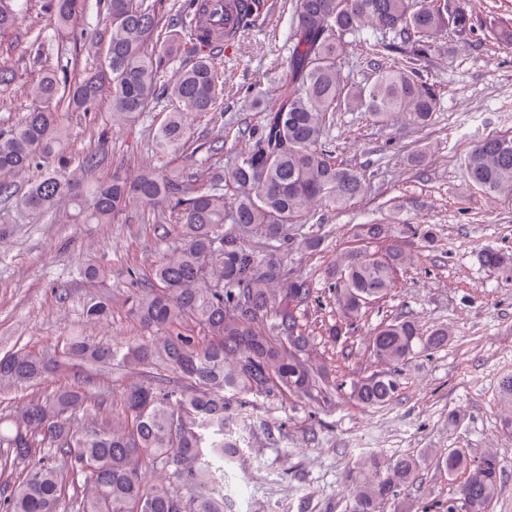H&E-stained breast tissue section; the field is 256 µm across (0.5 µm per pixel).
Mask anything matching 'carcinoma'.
Returning <instances> with one entry per match:
<instances>
[{"mask_svg": "<svg viewBox=\"0 0 512 512\" xmlns=\"http://www.w3.org/2000/svg\"><path fill=\"white\" fill-rule=\"evenodd\" d=\"M0 0V38L14 32L22 9ZM165 0H105L106 43L98 72L74 75L58 37L84 44L80 22L88 0H42L47 24L28 32L39 66L26 84L31 101L20 122L0 127V197L16 196L15 178L35 171L18 202L54 224H110L133 204L157 212L162 236L179 245L165 253L145 279L129 271L130 313L153 332L137 344L100 343L71 336L53 353L19 348L0 357V385L29 386L62 365L94 372L154 366L188 385L179 391L163 378L134 382L120 395L121 411L103 415L108 395L88 386L63 387L34 397L0 417V473L25 463L26 474L0 489V512H224V470L242 448L240 415L250 396H310L329 389L324 365L311 356L316 336L299 316L320 301L312 283L288 275L282 247L288 227L319 202L342 209L366 190L359 171L336 162L327 143L338 112H366L378 123L424 129L439 110L434 85L417 68L387 67L386 36L418 55L449 34L466 32L461 0H296L290 34L288 81L263 123L249 133L236 165L217 180L188 184L171 164L184 157L201 115L224 101L218 69L224 43V0H194L180 34L163 23ZM203 32L196 38L195 29ZM369 31L372 73L361 84L345 81L340 60L349 38ZM489 32L512 46V20L490 21ZM193 60L171 76L167 65ZM167 78L171 109L152 135V159L129 178L115 170L86 180L99 151L70 148L66 116L89 114L107 96L112 122L124 124L149 107ZM472 185L492 197L512 199V136L478 140L465 159ZM369 243L392 237V227L357 225ZM484 264L512 282V251L490 248ZM414 257L392 243L380 257L354 249L336 255L325 291L339 321L353 324L363 309L395 287L399 269ZM110 313L99 300L86 318ZM441 326L424 332L411 319L379 326L369 338L376 361L387 366L353 382L351 398L365 408L390 403L400 388L399 367L448 345ZM431 463L464 475L458 493L463 512H487L501 490L497 453L473 455L448 448L386 459L359 458L347 474L352 512H387L397 492L415 484ZM72 490L65 495L66 490Z\"/></svg>", "mask_w": 512, "mask_h": 512, "instance_id": "carcinoma-1", "label": "carcinoma"}]
</instances>
